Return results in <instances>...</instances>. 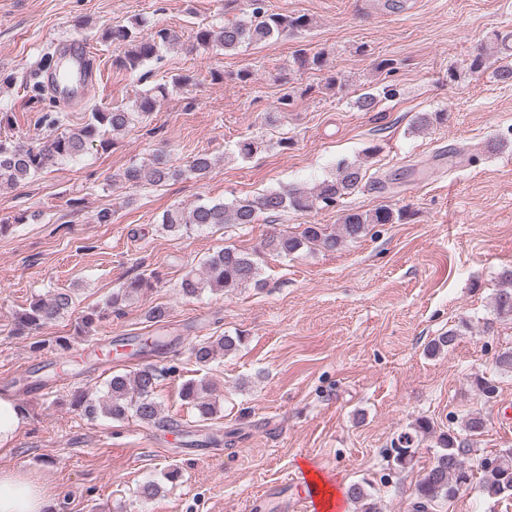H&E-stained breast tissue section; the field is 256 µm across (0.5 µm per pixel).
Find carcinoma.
Segmentation results:
<instances>
[{"instance_id": "obj_1", "label": "carcinoma", "mask_w": 512, "mask_h": 512, "mask_svg": "<svg viewBox=\"0 0 512 512\" xmlns=\"http://www.w3.org/2000/svg\"><path fill=\"white\" fill-rule=\"evenodd\" d=\"M250 12L246 20H227L221 26L198 27L193 34L196 47L208 49L221 47L233 51L244 43H262L275 35L285 32L303 31L312 25V19L305 14L285 15L270 10L267 0H249ZM145 21L136 20L128 25H117L104 33V38L124 46L121 55L115 57L112 65L135 73L147 62L158 56L162 47L175 48L182 44V33L173 27L154 25L143 32ZM167 95V85L161 84L151 93L135 96L131 107H114L110 110L94 108L84 124L72 131L62 132L42 146H25L12 140L0 139V188L17 186L55 166L61 161L72 159L90 148L106 149L111 145L108 135L125 133L134 122L149 119L156 111L159 100ZM215 165L207 153H198L190 162L189 171L198 178L206 177ZM181 169L167 165V161L156 156L149 162L132 164L125 168L119 178L132 187L160 185L180 179ZM366 175L363 166L356 163H339L336 176L322 181L312 188H283L260 194L254 198L223 202H200L187 208L175 207L164 212L161 224L170 232L188 233L192 230L212 228L224 224H255L261 215L269 217L289 210L312 213L324 208H334L340 199L353 193ZM404 218V212L389 205L372 210L347 211L339 218V228L330 231L321 224H307L297 235L279 234L268 237L260 248L247 252L226 246L209 255L203 262L201 273L188 272L179 283L178 294L191 299L198 297L208 288L222 291L252 285L262 286L260 264L267 253L288 257L303 246H313L325 251H336L346 242L366 236L378 224H397ZM500 288L495 297V315L498 319H512V268L499 275ZM158 277L150 272L142 273L126 282L113 292L107 307L119 313L129 301L147 294L156 287ZM72 305V296L64 291L39 298L29 307L16 313L14 331L22 335L27 331L48 324ZM102 319L101 312L93 309L81 316L76 329L79 336H88L92 327ZM459 329H450L431 339L426 351L435 356L451 348ZM244 337L211 336L196 343L191 351L196 364L207 366L219 352H235L243 344ZM138 346V352L161 353L168 346L166 337L140 336L131 338ZM161 371L153 365H145L134 371L117 372L106 385L107 399L100 401L77 391L71 396V406L83 416L94 419L107 415L122 420L130 415L144 424H154L161 419V403L157 399V388ZM208 386L202 380L189 379L180 389V398L195 412L198 420L207 421L217 414L216 402L204 396ZM487 425L485 416L471 412L464 420L462 433L450 430L438 436L436 451L430 465L424 469L413 489L411 512H432L440 503L455 498L459 488L470 484L472 473L465 466L461 455L466 438L481 434ZM431 434L430 422L418 420L413 432L398 438L407 453L394 457V464L400 470L415 466L416 455L422 438ZM500 464L492 469L482 470L477 487L479 493L488 499L512 497V448L498 451ZM348 500L355 506V512H382V508L366 481L352 484L347 490Z\"/></svg>"}]
</instances>
